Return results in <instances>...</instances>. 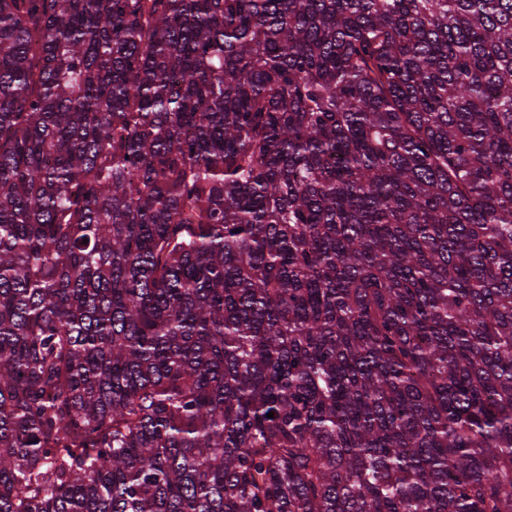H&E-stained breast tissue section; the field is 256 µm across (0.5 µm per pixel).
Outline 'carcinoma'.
<instances>
[{
	"label": "carcinoma",
	"mask_w": 512,
	"mask_h": 512,
	"mask_svg": "<svg viewBox=\"0 0 512 512\" xmlns=\"http://www.w3.org/2000/svg\"><path fill=\"white\" fill-rule=\"evenodd\" d=\"M0 512H512V0H0Z\"/></svg>",
	"instance_id": "carcinoma-1"
}]
</instances>
